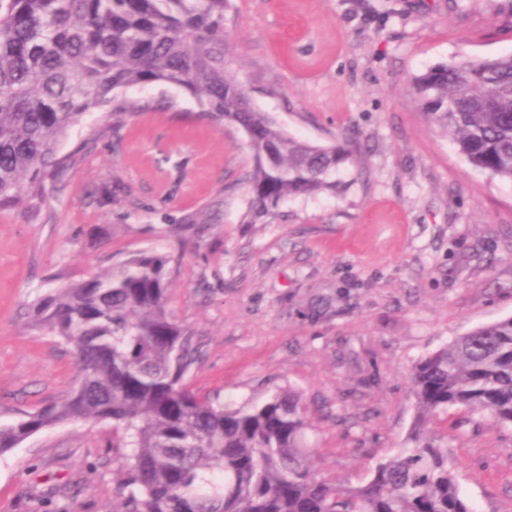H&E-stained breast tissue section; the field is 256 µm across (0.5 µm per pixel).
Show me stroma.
Masks as SVG:
<instances>
[{
	"label": "stroma",
	"instance_id": "35a3bbf8",
	"mask_svg": "<svg viewBox=\"0 0 512 512\" xmlns=\"http://www.w3.org/2000/svg\"><path fill=\"white\" fill-rule=\"evenodd\" d=\"M224 26L257 108L301 141H359L347 191L247 224L239 127L196 120L160 83L126 96L168 110L92 114L100 138L46 180L47 204L0 212V425L74 383L35 300L151 250L169 259L171 317L202 343L190 384L231 407L299 392L316 474L360 486L408 445L412 366L512 316V183L469 164L408 90L437 65L512 53V0H230ZM432 430L474 512H512V428L453 408ZM122 465L111 423L45 428L0 455V512H118Z\"/></svg>",
	"mask_w": 512,
	"mask_h": 512
}]
</instances>
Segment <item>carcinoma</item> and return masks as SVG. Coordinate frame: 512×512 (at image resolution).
<instances>
[{
    "instance_id": "carcinoma-1",
    "label": "carcinoma",
    "mask_w": 512,
    "mask_h": 512,
    "mask_svg": "<svg viewBox=\"0 0 512 512\" xmlns=\"http://www.w3.org/2000/svg\"><path fill=\"white\" fill-rule=\"evenodd\" d=\"M228 2L0 0V211L38 207L46 178L78 160L60 155L72 130L93 112L154 108L124 94L155 83L189 92L196 118L244 131L246 223H266L286 198L343 188L336 173L356 145L295 140L231 71ZM410 91L473 167L512 182V54L438 65ZM167 264L139 252L38 300L35 323L72 346L75 384L0 426L1 454L58 423L110 421L112 447L128 449L116 477L125 512H473L429 423L456 407L512 426V316L417 361L410 446L377 461L366 484L341 487L309 465L298 393L235 408L191 386L201 343L168 312Z\"/></svg>"
}]
</instances>
